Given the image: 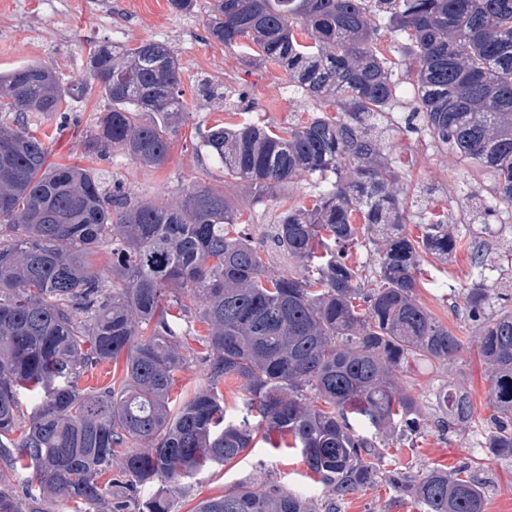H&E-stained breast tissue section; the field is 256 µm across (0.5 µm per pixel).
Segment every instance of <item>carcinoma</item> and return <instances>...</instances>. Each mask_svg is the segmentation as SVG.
<instances>
[{"label":"carcinoma","instance_id":"cac0c4a2","mask_svg":"<svg viewBox=\"0 0 512 512\" xmlns=\"http://www.w3.org/2000/svg\"><path fill=\"white\" fill-rule=\"evenodd\" d=\"M404 34L415 59L411 117L437 143L490 170L496 204L512 209V0H212L207 38L258 49L289 86L320 106L297 127L217 123L196 135L224 174L274 196L316 178L310 205H279L273 244L301 271L266 275L265 253L224 191L193 184L159 206L97 168L46 165L44 141L0 120V512H174L173 493L272 435L290 436L331 498L230 487L194 512H336L376 473L375 442L415 412L399 388L410 361L448 362L460 339L418 302L420 253L456 248L432 220L420 239L389 162L393 65L375 47L366 2ZM89 79L65 85L38 63L0 73V112L50 114L98 87L108 101L83 132L94 159L116 149L145 166L165 161L186 102L171 49L155 41L118 53L89 45ZM378 236L374 287L348 260L359 234ZM111 250L102 278L89 257ZM493 288L471 283L468 317L492 368L500 414L490 447L512 456V310L487 312ZM207 325V385L170 406L188 356L187 319ZM125 355L122 377L82 389L84 374ZM243 381L249 419L228 420L224 378ZM448 424L471 419L465 393L437 395ZM134 445L138 451L130 450ZM27 474L21 489L13 481ZM157 485L143 499L141 488ZM424 512H483L482 485L433 470L414 483Z\"/></svg>","mask_w":512,"mask_h":512}]
</instances>
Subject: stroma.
<instances>
[{"instance_id":"obj_1","label":"stroma","mask_w":512,"mask_h":512,"mask_svg":"<svg viewBox=\"0 0 512 512\" xmlns=\"http://www.w3.org/2000/svg\"><path fill=\"white\" fill-rule=\"evenodd\" d=\"M208 2L197 0L195 12L182 14L171 11L168 0H0V73L43 63L55 68L62 81L74 83L86 74L89 43L132 47L156 41L171 47L179 62L189 112L167 161L157 168L147 167L114 151L96 160L95 166L106 186L118 184L135 197L160 204L175 203L181 188L192 183L223 190L253 240L264 245L266 272L275 276L299 267L287 252L267 243L275 202L256 199L247 183L225 178L192 133L196 126L225 121L293 126L307 122L314 106L289 88L274 66L207 39ZM394 79L398 90L392 124L398 148L392 163L400 170L396 191L405 203L406 231L418 237L420 217L425 214L448 219L455 224L458 237L455 253L422 255L416 296L434 319L459 336L462 350L448 363H416L404 376L417 399L413 423L396 424L377 436L375 478L340 501L338 509L423 512L413 492L394 487L390 477L403 472L417 480L434 469L455 471L467 466L483 483L484 512H512V457L488 445L497 424L490 396L491 368L481 354L479 331L469 320L464 303V293L477 274L476 257L490 265V280H512V209L499 207L497 216L484 222L473 213L472 203L494 204L492 174L449 148L438 146L419 154L420 142L428 141L429 136L421 121L411 116L414 73L409 66L399 65ZM206 83L220 86L223 99L203 98L201 87ZM106 107L104 99L89 95L72 102L69 111L31 112L24 122L32 134L45 141L49 162L80 165L84 162L82 147L73 131L93 128ZM193 329L188 345L194 356L176 373L171 389L176 401L207 383L198 340L206 326L197 321ZM447 388L468 393L473 415L466 425L448 427V419L436 403L438 392ZM240 482L283 490L310 485L316 496L325 494L297 449L260 443L226 466L201 470L190 480L187 493L176 494L175 512H190L198 501L220 495L226 486Z\"/></svg>"}]
</instances>
